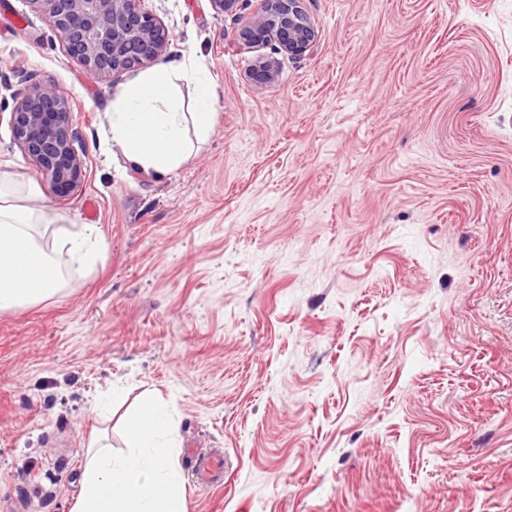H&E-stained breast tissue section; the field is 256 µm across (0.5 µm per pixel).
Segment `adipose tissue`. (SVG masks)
<instances>
[{"label":"adipose tissue","instance_id":"ef3b65f1","mask_svg":"<svg viewBox=\"0 0 512 512\" xmlns=\"http://www.w3.org/2000/svg\"><path fill=\"white\" fill-rule=\"evenodd\" d=\"M191 87L184 100L183 87ZM214 84L193 59L141 73L117 96L109 120L127 161L165 175L178 169L214 121ZM50 215L22 181L0 176V312L54 297L69 267L87 265L104 239L94 224L52 229ZM133 448L114 456L101 434L87 443L83 485L71 512H184V477L168 460L173 426L166 407L145 394L129 423Z\"/></svg>","mask_w":512,"mask_h":512}]
</instances>
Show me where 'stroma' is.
Segmentation results:
<instances>
[{"mask_svg": "<svg viewBox=\"0 0 512 512\" xmlns=\"http://www.w3.org/2000/svg\"><path fill=\"white\" fill-rule=\"evenodd\" d=\"M216 85L207 140L132 168L101 82L32 0H0V175L104 246L0 312V512H70L87 441L174 412L185 512H512V0H303V56L241 30L262 0H144ZM261 59L274 82L250 76ZM70 94L85 176L56 195L6 118ZM224 454L192 475L189 449ZM195 471L201 480L217 482L224 473V459L214 454L191 451Z\"/></svg>", "mask_w": 512, "mask_h": 512, "instance_id": "1", "label": "stroma"}]
</instances>
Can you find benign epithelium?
<instances>
[{
	"label": "benign epithelium",
	"instance_id": "benign-epithelium-1",
	"mask_svg": "<svg viewBox=\"0 0 512 512\" xmlns=\"http://www.w3.org/2000/svg\"><path fill=\"white\" fill-rule=\"evenodd\" d=\"M64 38L69 56L104 82L112 73L140 67L166 48L168 31L147 10L144 0H31ZM302 0H263L261 10L242 31L244 40L275 39L292 56L305 54L316 39ZM21 151L54 192L65 196L84 177L85 164L75 143L70 97L51 82H35L9 112Z\"/></svg>",
	"mask_w": 512,
	"mask_h": 512
}]
</instances>
